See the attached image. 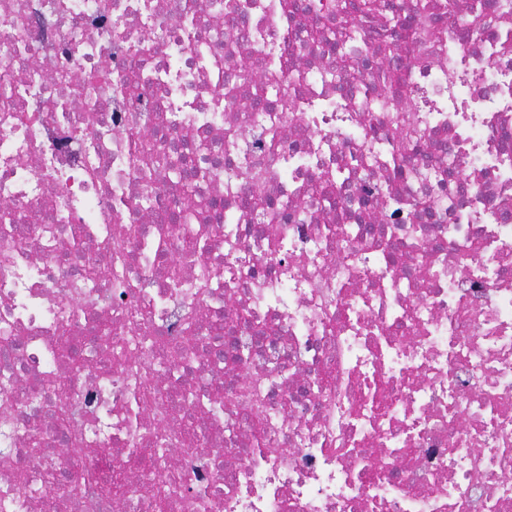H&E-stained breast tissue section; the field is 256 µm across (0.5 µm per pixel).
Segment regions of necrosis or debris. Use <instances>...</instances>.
<instances>
[{"label":"necrosis or debris","mask_w":512,"mask_h":512,"mask_svg":"<svg viewBox=\"0 0 512 512\" xmlns=\"http://www.w3.org/2000/svg\"><path fill=\"white\" fill-rule=\"evenodd\" d=\"M470 2L368 27L402 146L336 0H0V512H512V12ZM189 321L180 379L116 362Z\"/></svg>","instance_id":"4bbe7bcc"}]
</instances>
